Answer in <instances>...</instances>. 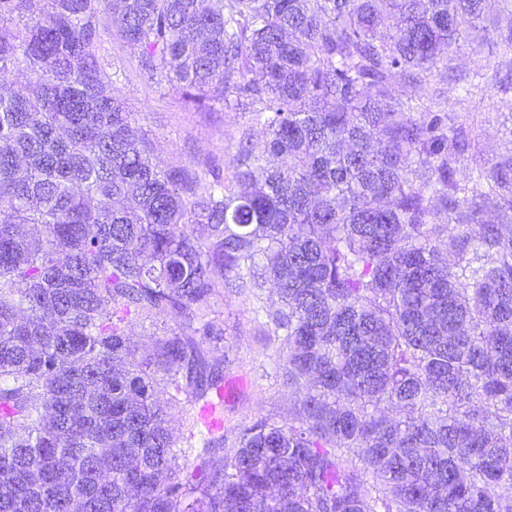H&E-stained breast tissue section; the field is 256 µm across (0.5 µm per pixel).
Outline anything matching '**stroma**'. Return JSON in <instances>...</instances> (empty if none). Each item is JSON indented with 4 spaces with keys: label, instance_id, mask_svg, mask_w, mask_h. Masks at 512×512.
Returning a JSON list of instances; mask_svg holds the SVG:
<instances>
[{
    "label": "stroma",
    "instance_id": "35a3bbf8",
    "mask_svg": "<svg viewBox=\"0 0 512 512\" xmlns=\"http://www.w3.org/2000/svg\"><path fill=\"white\" fill-rule=\"evenodd\" d=\"M101 54L107 73L114 76L115 93L125 101L132 122L152 141L161 166L199 172L209 165L229 175L242 130L250 129L253 141H262L263 129L248 109L201 112L185 104L180 91L168 83L145 81L136 58L117 37L103 35ZM482 54L497 66L500 81L473 91L467 106L482 122L479 152L488 160L502 151L507 138L504 121L512 115V72L502 63L512 56L496 38L483 46ZM209 317L224 330L233 361L226 377L237 384L224 400L225 430L259 417L280 423L292 419L296 399L274 374L278 351L254 314L253 297L244 291L221 290Z\"/></svg>",
    "mask_w": 512,
    "mask_h": 512
}]
</instances>
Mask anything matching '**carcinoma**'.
I'll return each instance as SVG.
<instances>
[{"label": "carcinoma", "instance_id": "carcinoma-1", "mask_svg": "<svg viewBox=\"0 0 512 512\" xmlns=\"http://www.w3.org/2000/svg\"><path fill=\"white\" fill-rule=\"evenodd\" d=\"M40 2L0 0V73L25 76L0 94V512H502L512 129L477 161L421 92L512 46V0ZM103 32L186 103L249 106L264 139L232 179L161 167ZM269 278L296 418L209 432L175 480L168 410L232 363L196 339L209 300ZM134 316L176 324L141 365ZM473 56L469 50H463L455 54L452 60L448 62L447 67H441L436 73L430 83L431 88H437L442 93V104L440 105L445 112H454L459 110L457 104L459 94L457 86L454 83L453 75L460 73V71H468L473 67ZM448 74V81L445 78Z\"/></svg>", "mask_w": 512, "mask_h": 512}]
</instances>
